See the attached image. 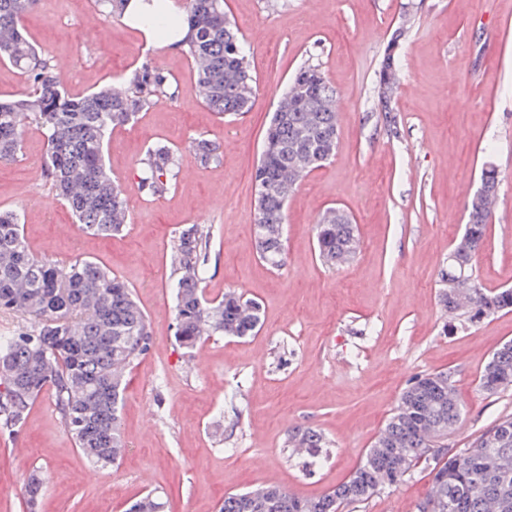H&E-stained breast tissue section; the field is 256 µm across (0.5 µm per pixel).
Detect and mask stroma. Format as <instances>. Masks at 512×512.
Segmentation results:
<instances>
[{"label":"stroma","instance_id":"35a3bbf8","mask_svg":"<svg viewBox=\"0 0 512 512\" xmlns=\"http://www.w3.org/2000/svg\"><path fill=\"white\" fill-rule=\"evenodd\" d=\"M224 9L257 78L251 111L224 119L202 103L182 49L147 44L93 0H41L25 21V37L62 70L71 94L119 83L152 60L180 95L106 137V164L129 206L119 235L76 224L43 174L36 125L26 124L17 158L0 162V212L18 214L30 252L112 271L132 289L153 339L128 377L119 462L93 468L43 392L20 432L0 434V512H25L23 485L34 471L45 480L39 512H126L149 491L166 512H217L225 496L259 485L314 499L356 469L409 381L440 370L463 408L449 447H466L512 415V387L490 393L479 384L494 351L512 342V311L469 323L438 297L488 166L499 206L471 275L487 291L512 288V0H225ZM401 27L390 124L376 73ZM307 62L337 91L338 143L287 202L286 260L275 271L255 248L252 171L281 93ZM198 136L220 143L221 163L200 165L190 146ZM159 140L179 148L180 175L169 193L148 199L137 163ZM330 206L350 214L359 238L355 256L333 269L315 240ZM186 224L212 230L205 297L234 290L259 302L255 335L178 347L170 245ZM297 427L323 435L317 464L288 447ZM430 487L428 470L414 469L358 512H418Z\"/></svg>","mask_w":512,"mask_h":512}]
</instances>
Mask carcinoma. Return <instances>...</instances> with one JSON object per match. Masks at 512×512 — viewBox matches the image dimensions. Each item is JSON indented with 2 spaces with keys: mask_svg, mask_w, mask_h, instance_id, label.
I'll return each mask as SVG.
<instances>
[{
  "mask_svg": "<svg viewBox=\"0 0 512 512\" xmlns=\"http://www.w3.org/2000/svg\"><path fill=\"white\" fill-rule=\"evenodd\" d=\"M40 0H0V59L19 67L28 83L20 98L0 102V161L17 157L25 123L45 135L44 175L70 208L76 223L103 236L122 232L129 219L124 189L110 177L105 139L115 126L133 123L140 112L179 95L177 82L146 62L124 77L120 94L109 86L80 97L69 94L62 76L21 33L25 15ZM129 0H95L107 17L122 16ZM187 32L181 42L191 61L203 104L220 117L249 111L256 78L238 29L224 0H184ZM400 55L385 53L377 86L397 87ZM336 90L321 69L302 65L287 85L266 129L254 171L258 197L255 246L277 269L284 264L285 206L298 182L333 156L338 140ZM203 167L222 160L220 145L191 141ZM180 173L178 150L162 143L147 147L136 170L138 190L165 195ZM497 193L472 198L464 233L454 244L456 260L441 274L440 301L469 321L512 309V289L484 291L462 268H471L489 230L490 202ZM318 258L327 267L346 263L358 248L356 225L341 210L326 209L316 224ZM175 340L191 351L206 336L251 335L261 324V308L235 291L209 300L200 290L211 253L210 229L187 224L172 242ZM32 322L22 336L0 335V429L21 428L35 400L50 390L57 413L77 447L96 467L115 464L125 442L120 408L133 364L150 349L147 315L128 284L89 260L68 265L39 259L26 248L17 214L0 213V312ZM480 386L488 392L512 387V343L500 347L486 365ZM451 377L434 372L414 377L402 392L385 427L348 480L318 499H303L278 487H258L224 497L220 512H341L383 488L401 484L422 465L431 488L419 512H512V416L484 428L466 448L427 454L431 436H446L462 416L452 395ZM294 448H322L311 429L288 435ZM42 490L34 475L24 487L26 509L35 512ZM130 512H164L161 497L149 492Z\"/></svg>",
  "mask_w": 512,
  "mask_h": 512,
  "instance_id": "carcinoma-1",
  "label": "carcinoma"
}]
</instances>
